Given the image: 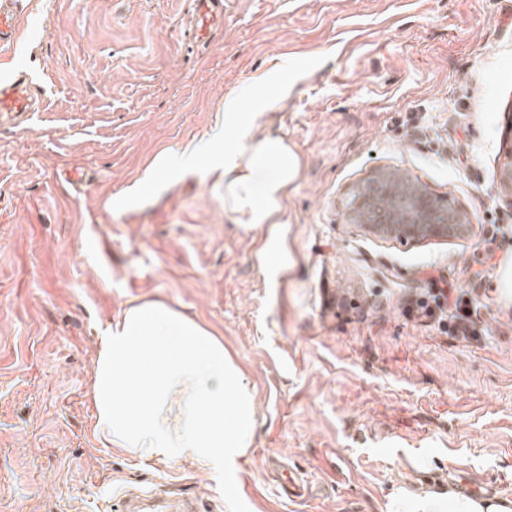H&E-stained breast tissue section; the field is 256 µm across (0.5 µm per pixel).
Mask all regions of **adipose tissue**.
<instances>
[{"label":"adipose tissue","mask_w":512,"mask_h":512,"mask_svg":"<svg viewBox=\"0 0 512 512\" xmlns=\"http://www.w3.org/2000/svg\"><path fill=\"white\" fill-rule=\"evenodd\" d=\"M276 95L273 86L257 91L247 110L240 95H226L223 130L185 150L221 172L225 213L254 227L280 223L300 171L284 139L251 135ZM93 403L104 443L145 461L175 457L220 477L237 470L253 442V399L223 342L158 301L131 306L104 331ZM394 512H512V503L451 489L401 497Z\"/></svg>","instance_id":"1"}]
</instances>
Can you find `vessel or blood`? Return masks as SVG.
I'll return each instance as SVG.
<instances>
[{"label":"vessel or blood","instance_id":"vessel-or-blood-1","mask_svg":"<svg viewBox=\"0 0 512 512\" xmlns=\"http://www.w3.org/2000/svg\"><path fill=\"white\" fill-rule=\"evenodd\" d=\"M27 7V0H0V117L32 115L40 110L38 82L29 72L11 64ZM193 11L194 38L200 44H209L214 31L224 23V0H193ZM114 512H202V505L197 498H176L164 489L134 488L121 494Z\"/></svg>","mask_w":512,"mask_h":512}]
</instances>
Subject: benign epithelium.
I'll list each match as a JSON object with an SVG mask.
<instances>
[{"instance_id": "1", "label": "benign epithelium", "mask_w": 512, "mask_h": 512, "mask_svg": "<svg viewBox=\"0 0 512 512\" xmlns=\"http://www.w3.org/2000/svg\"><path fill=\"white\" fill-rule=\"evenodd\" d=\"M364 195L345 198L348 220L379 236L421 240L428 237H464L470 225L466 215L447 202L406 182L396 170L377 168L369 177ZM403 213L400 224L387 222L389 212Z\"/></svg>"}]
</instances>
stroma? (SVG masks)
I'll use <instances>...</instances> for the list:
<instances>
[{
  "mask_svg": "<svg viewBox=\"0 0 512 512\" xmlns=\"http://www.w3.org/2000/svg\"><path fill=\"white\" fill-rule=\"evenodd\" d=\"M192 24V0H29L16 56L49 92L34 120L0 122V512H107L130 485L217 512L512 493V0H229L206 49ZM267 75L282 89L252 134L300 158L280 224L225 215L201 161L146 182ZM379 167L464 211L469 234L348 223L345 192ZM448 288L485 302L487 336L405 314ZM145 301L209 329L253 391L229 479L94 430L99 338Z\"/></svg>",
  "mask_w": 512,
  "mask_h": 512,
  "instance_id": "obj_1",
  "label": "stroma"
}]
</instances>
